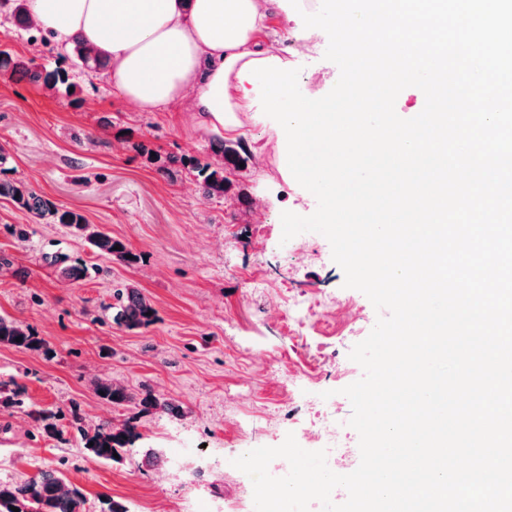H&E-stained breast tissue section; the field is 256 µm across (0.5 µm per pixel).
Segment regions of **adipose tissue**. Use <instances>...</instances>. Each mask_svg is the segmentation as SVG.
Masks as SVG:
<instances>
[{
	"instance_id": "ef3b65f1",
	"label": "adipose tissue",
	"mask_w": 512,
	"mask_h": 512,
	"mask_svg": "<svg viewBox=\"0 0 512 512\" xmlns=\"http://www.w3.org/2000/svg\"><path fill=\"white\" fill-rule=\"evenodd\" d=\"M279 2L305 37L318 36L303 0H26L30 18L64 44L80 37L108 63V79L142 112L191 99L197 125L236 136L254 116L245 63L274 56L259 35Z\"/></svg>"
}]
</instances>
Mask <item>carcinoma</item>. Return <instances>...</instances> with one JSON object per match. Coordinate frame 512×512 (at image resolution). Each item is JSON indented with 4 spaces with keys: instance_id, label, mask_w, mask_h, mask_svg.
I'll return each mask as SVG.
<instances>
[{
    "instance_id": "carcinoma-1",
    "label": "carcinoma",
    "mask_w": 512,
    "mask_h": 512,
    "mask_svg": "<svg viewBox=\"0 0 512 512\" xmlns=\"http://www.w3.org/2000/svg\"><path fill=\"white\" fill-rule=\"evenodd\" d=\"M73 54L90 71L105 67V61L92 56L78 40L75 41ZM0 70H9L16 76L26 78L32 83H41L50 89L63 87L68 91L73 86L66 68L33 67L6 51H0ZM215 153L221 156V160L215 163L201 164L195 160L189 161V165L197 172V178L203 185L207 198L222 197L229 190L231 182L224 177V169L231 166L238 170L240 164H246L250 160V152L242 142L229 145L221 141L216 145ZM0 198L10 200L34 218L63 226L73 235L83 239L98 254L113 256L128 265L138 261L137 254L128 250L121 241L113 239L111 234L89 224L82 213L58 208L26 182L0 180ZM116 245L121 246V249H114ZM113 299L112 321L117 325L128 330H136L155 322L156 309L153 303L135 286L125 284L116 289ZM18 337L22 338V341H16ZM0 344L33 352L44 349L43 340L36 336L29 326L7 316H0ZM95 390L101 398L113 404H124L133 400V396L123 387L110 381L97 382ZM0 396L3 397V403L9 407L21 411L26 408L23 393L17 388L0 382ZM139 405L144 412L174 411L170 403L149 392L139 399ZM70 413L71 425L80 433L83 449L104 461L115 460L114 454L132 447L140 438L137 426L130 421L120 427L109 424L83 426L80 405L74 401L70 404ZM36 415L37 420L43 423L46 433L57 436L63 434V428L57 424L60 416L44 410L36 412ZM83 503L82 491L77 487L68 486L57 470H42L29 478L0 481V512H13L15 507L19 512H80Z\"/></svg>"
}]
</instances>
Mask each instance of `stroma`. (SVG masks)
I'll list each match as a JSON object with an SVG mask.
<instances>
[{
  "label": "stroma",
  "mask_w": 512,
  "mask_h": 512,
  "mask_svg": "<svg viewBox=\"0 0 512 512\" xmlns=\"http://www.w3.org/2000/svg\"><path fill=\"white\" fill-rule=\"evenodd\" d=\"M0 49L47 67L69 69L75 94L0 73V147L8 160L0 180L30 183L59 208L75 209L120 240L139 260L128 266L93 253L56 224L34 219L0 198V315L29 325L46 349L0 346V382L22 388L30 413L0 405V480L60 470L86 498L84 512L102 499L129 512H255L253 484L232 461L261 446L275 447L299 433L304 418L285 411L276 372L325 362L322 388L357 381L351 361L378 318L370 300L345 287L328 240L306 232L282 241L280 216L311 215L315 197L285 178L276 151L277 128L248 123L241 136L252 155L246 169L226 170L232 184L223 199L205 200L195 172L182 163L207 162L213 134L192 120L189 102L169 112H140L113 90L105 71L77 67L69 47L42 43L35 30L0 12ZM16 224L28 239L17 242ZM86 265L88 275L60 279L57 266ZM261 282L253 290V282ZM133 284L157 311L150 326L129 331L112 321V290ZM294 295L315 300L350 298L364 314L347 325L318 318L296 335L280 316ZM104 378L124 387L133 402L98 396ZM252 393L240 399L239 384ZM172 404V412H141L145 392ZM237 399L251 419L234 427L225 403ZM78 402L89 425L134 420L141 434L116 461L87 454L74 429L48 437L33 413L67 411ZM160 451L148 459L149 449Z\"/></svg>",
  "instance_id": "1"
}]
</instances>
